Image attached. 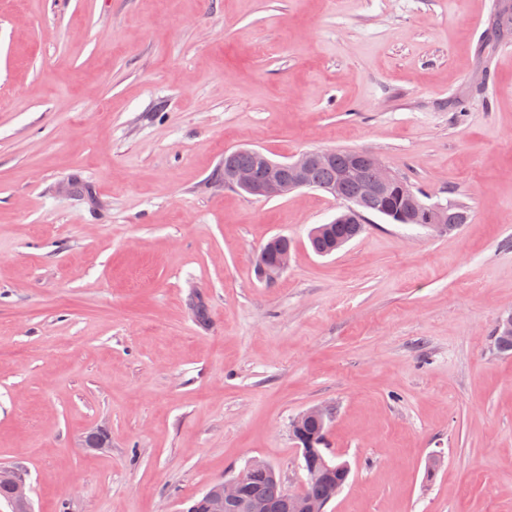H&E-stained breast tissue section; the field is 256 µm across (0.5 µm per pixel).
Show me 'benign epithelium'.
Listing matches in <instances>:
<instances>
[{"mask_svg": "<svg viewBox=\"0 0 512 512\" xmlns=\"http://www.w3.org/2000/svg\"><path fill=\"white\" fill-rule=\"evenodd\" d=\"M256 158L273 172H288V179L277 176L260 182L256 179L254 171L248 168H235L231 170L229 179L224 185L238 192L261 199H274L286 197L291 193L310 188L307 174L310 167L316 162H330L333 160V151H306L289 161H275L260 149H252ZM373 164L378 171V177L373 181L363 179L361 165ZM358 180L362 197L385 199L390 195L391 188L399 187L410 193V185L399 175L393 173L376 156L369 152H355L352 154V164L339 174L338 182L326 190L334 199L344 203L343 211L333 220L335 224L361 223L360 200L350 199L343 194L342 184L348 180ZM291 257V248L288 245L281 247L274 260L265 267L264 277L272 282L288 267ZM325 411L313 407L300 413L293 422L292 433L299 436L303 423L309 420L326 421ZM320 440L317 444H308L303 449L302 458L305 460L304 483L315 484L328 482L331 484V495L327 500L321 498H305L301 492L287 491L288 512H327V506L335 499L347 485L350 467L342 461H333L327 458ZM263 474L272 479L278 478L275 468L261 459L249 461L244 470L236 477L217 484L205 492L209 499L212 512H252L255 505L247 501L245 488L247 483L255 476ZM0 481L9 485L12 490L10 500L11 512H31L30 487L26 481L25 472L17 467H0Z\"/></svg>", "mask_w": 512, "mask_h": 512, "instance_id": "benign-epithelium-1", "label": "benign epithelium"}]
</instances>
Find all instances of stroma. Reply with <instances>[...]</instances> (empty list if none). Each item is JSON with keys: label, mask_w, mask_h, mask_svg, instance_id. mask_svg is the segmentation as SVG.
<instances>
[{"label": "stroma", "mask_w": 512, "mask_h": 512, "mask_svg": "<svg viewBox=\"0 0 512 512\" xmlns=\"http://www.w3.org/2000/svg\"><path fill=\"white\" fill-rule=\"evenodd\" d=\"M507 3L0 0V466L33 512H184L255 458L297 489L312 406L328 512H512ZM241 146L370 152L471 219L320 256L339 201L225 187ZM287 242L288 239L285 237H279L278 239L271 238L261 247L256 256V269L260 275L263 276V266L267 265L272 260L276 250L282 244ZM290 257L291 248L286 244L276 253L274 260L265 267L264 277L269 282L276 280V278L288 267ZM326 418L327 415L325 411L319 407H313L303 411L296 417L293 422L292 433L294 437L296 438L299 436L304 422L312 420L303 425L305 433L309 438L320 439L323 435H325L327 427L317 421L326 423Z\"/></svg>", "instance_id": "35a3bbf8"}]
</instances>
